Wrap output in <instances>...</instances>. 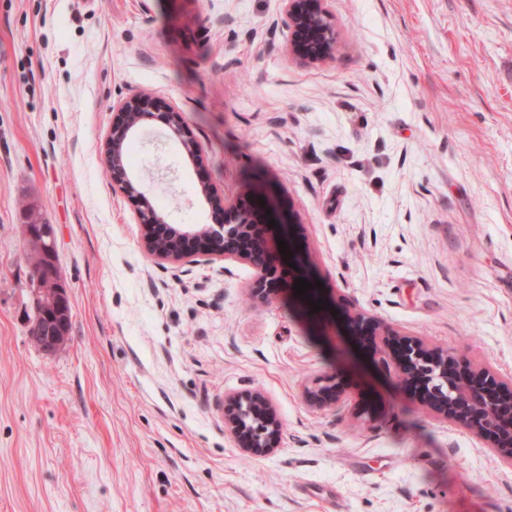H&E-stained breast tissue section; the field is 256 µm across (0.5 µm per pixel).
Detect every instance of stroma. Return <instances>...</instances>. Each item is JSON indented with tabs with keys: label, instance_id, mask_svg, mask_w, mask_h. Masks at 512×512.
<instances>
[{
	"label": "stroma",
	"instance_id": "obj_1",
	"mask_svg": "<svg viewBox=\"0 0 512 512\" xmlns=\"http://www.w3.org/2000/svg\"><path fill=\"white\" fill-rule=\"evenodd\" d=\"M332 60L286 53L279 0H0V512H512V468L250 266L144 249L104 146L147 91L202 142L143 127L133 173L171 224L201 182L295 222L324 305L512 378V0H328ZM55 233L66 341L28 336V210ZM332 378L336 406L303 398ZM263 392L270 452L224 433Z\"/></svg>",
	"mask_w": 512,
	"mask_h": 512
}]
</instances>
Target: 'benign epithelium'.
<instances>
[{
  "instance_id": "obj_1",
  "label": "benign epithelium",
  "mask_w": 512,
  "mask_h": 512,
  "mask_svg": "<svg viewBox=\"0 0 512 512\" xmlns=\"http://www.w3.org/2000/svg\"><path fill=\"white\" fill-rule=\"evenodd\" d=\"M328 0H280L283 22L288 28V56L304 67L329 61L336 51V24L327 6ZM148 93L136 94L119 104L121 120L112 125L105 143V163L112 179V191L138 203L139 221L146 234L145 248L157 260L183 264L203 257L229 265L250 266L252 297L269 302L282 292L293 291L295 280L307 275L301 259L280 254L278 241L285 239L289 226L275 222L264 230L269 217L257 204L245 206L241 199L223 198L217 189L202 183L200 192L213 205L224 210V223L169 224L166 215L139 190L137 178L128 163V147L147 122L160 120L178 139L183 154L192 162L202 160L203 147L188 129L179 110L172 106L155 111ZM26 242L32 253L39 254V268L34 290V317L30 338L43 351L51 353L67 338L70 311L68 292L61 282L51 225L30 220L25 225ZM295 267H289V264ZM348 332L355 336L358 327L368 326L379 337L374 349L375 363L392 372L400 382L416 380L424 391L422 402L437 415L449 419L476 437L489 443V449L501 462L512 467V380L506 382L488 368L477 369L463 380L449 369L455 357L447 349L428 348L421 341H411L405 359H391L385 345L394 330L383 321L358 310L344 312ZM312 406L326 407L340 402L344 392L327 378L316 381L303 391ZM224 433L247 451L262 455L271 450V440L278 437L282 421L270 400L261 392L229 393L224 396Z\"/></svg>"
}]
</instances>
